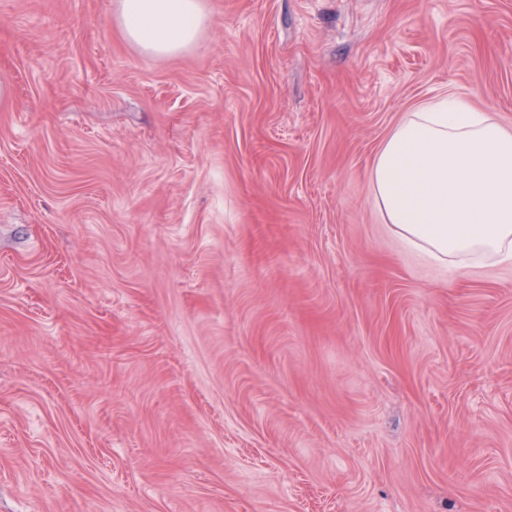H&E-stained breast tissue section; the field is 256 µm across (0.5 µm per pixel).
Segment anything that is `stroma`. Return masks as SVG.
Segmentation results:
<instances>
[{"label": "stroma", "mask_w": 512, "mask_h": 512, "mask_svg": "<svg viewBox=\"0 0 512 512\" xmlns=\"http://www.w3.org/2000/svg\"><path fill=\"white\" fill-rule=\"evenodd\" d=\"M0 0V512H512V259L383 223L392 130H512V0ZM125 38L154 56H171L195 45L209 21L202 0H118Z\"/></svg>", "instance_id": "1"}]
</instances>
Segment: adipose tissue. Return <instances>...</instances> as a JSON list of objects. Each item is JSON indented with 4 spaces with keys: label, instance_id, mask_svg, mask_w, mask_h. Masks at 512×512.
Instances as JSON below:
<instances>
[{
    "label": "adipose tissue",
    "instance_id": "adipose-tissue-1",
    "mask_svg": "<svg viewBox=\"0 0 512 512\" xmlns=\"http://www.w3.org/2000/svg\"><path fill=\"white\" fill-rule=\"evenodd\" d=\"M125 38L154 56L195 45L202 0H117ZM370 179L386 223L410 245L460 267L512 255V131L457 97L430 100L391 132Z\"/></svg>",
    "mask_w": 512,
    "mask_h": 512
}]
</instances>
